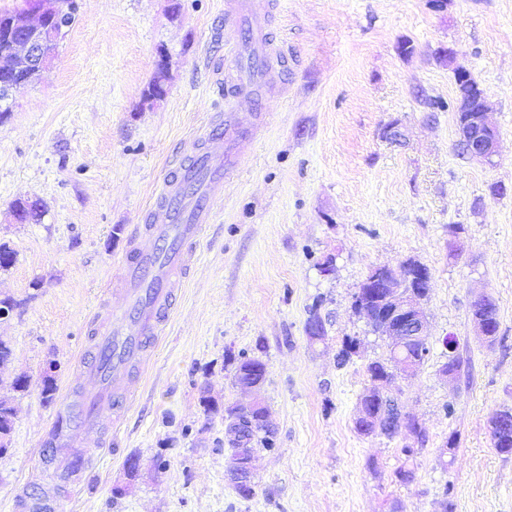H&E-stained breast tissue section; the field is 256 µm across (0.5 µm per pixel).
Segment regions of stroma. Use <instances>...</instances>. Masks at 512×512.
I'll use <instances>...</instances> for the list:
<instances>
[{
    "instance_id": "1",
    "label": "stroma",
    "mask_w": 512,
    "mask_h": 512,
    "mask_svg": "<svg viewBox=\"0 0 512 512\" xmlns=\"http://www.w3.org/2000/svg\"><path fill=\"white\" fill-rule=\"evenodd\" d=\"M274 2L288 83L268 95L269 123L224 184L130 410L102 421L114 444L86 440L91 469L62 512H441L446 499L454 512H512V454L491 434L494 414L512 408V0ZM76 5L49 73L16 89L0 117V242L16 253L0 270V298L15 302L0 321L11 348L0 397L15 409L0 512H14L20 486L52 482L41 440L79 385L86 322L112 301L173 155L223 107L213 63L244 37L225 26L224 0ZM162 53L167 94L155 101L147 89ZM458 66L486 91L501 138L492 161L461 153ZM437 99L445 110L432 111ZM389 127L401 140L386 138ZM20 198L40 200V221L14 219ZM407 259L432 273L430 353L390 385L427 432L409 459L408 431L355 428L366 365L390 350L352 308L372 270ZM482 294L499 308L491 344L472 319ZM313 307L318 340L305 331ZM349 337L360 347L342 364ZM244 354L267 364L261 396L276 436L254 455L248 498L228 477L224 443L225 405L252 398L234 379ZM452 355L463 362L453 382L440 372ZM20 375L23 392L12 388ZM403 467L411 483L398 481Z\"/></svg>"
}]
</instances>
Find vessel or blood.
<instances>
[{"label": "vessel or blood", "instance_id": "obj_1", "mask_svg": "<svg viewBox=\"0 0 512 512\" xmlns=\"http://www.w3.org/2000/svg\"><path fill=\"white\" fill-rule=\"evenodd\" d=\"M272 0H225L224 22L246 28L250 40L231 51V80L221 82L225 96L256 95L287 82L286 54L269 30ZM266 123L256 113L252 126L239 121L235 109L213 114L210 132H222L226 147L210 149L205 138L193 139L172 160L146 215L142 232L132 241L118 278V300L104 304L89 319L90 360L82 361L87 381L101 386L96 397L81 391L67 397L56 410L43 440V454L57 458L73 473L87 465L75 447L76 433L97 430L104 412L120 420L132 396L134 381L147 368L155 347L175 309L193 263L196 243L210 223L214 203L224 194V181L235 152L246 147ZM16 512H60L51 487L29 489L14 497Z\"/></svg>", "mask_w": 512, "mask_h": 512}]
</instances>
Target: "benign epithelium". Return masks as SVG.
<instances>
[{"instance_id":"1","label":"benign epithelium","mask_w":512,"mask_h":512,"mask_svg":"<svg viewBox=\"0 0 512 512\" xmlns=\"http://www.w3.org/2000/svg\"><path fill=\"white\" fill-rule=\"evenodd\" d=\"M37 20L22 12L14 15L0 26V38L9 42L15 60V72L36 70L44 75L49 72L54 53L52 45L58 40L66 23L51 0H43L34 8ZM477 101L481 112H486V93L477 89V97L468 93L461 97L459 111L472 109V101ZM484 134L479 137H460L465 152L472 158L491 161L500 149L499 133L483 120ZM396 271L404 273L409 281L395 286L391 282L378 283V271H372L363 281L367 298L377 301L395 315L396 320L387 323L385 336L390 340V350L397 351L403 343L428 339V326L422 310V301L428 296L432 275L429 268L415 260H405L396 266Z\"/></svg>"}]
</instances>
